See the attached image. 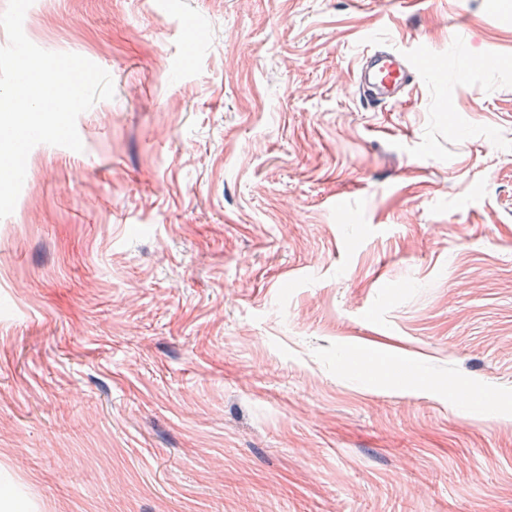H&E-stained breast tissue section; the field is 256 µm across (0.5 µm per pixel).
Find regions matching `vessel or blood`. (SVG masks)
Wrapping results in <instances>:
<instances>
[{
	"label": "vessel or blood",
	"instance_id": "obj_1",
	"mask_svg": "<svg viewBox=\"0 0 512 512\" xmlns=\"http://www.w3.org/2000/svg\"><path fill=\"white\" fill-rule=\"evenodd\" d=\"M419 62L393 52L374 51L362 58L357 90L366 102L380 104L398 98L420 72Z\"/></svg>",
	"mask_w": 512,
	"mask_h": 512
}]
</instances>
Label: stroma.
Here are the masks:
<instances>
[{"mask_svg": "<svg viewBox=\"0 0 512 512\" xmlns=\"http://www.w3.org/2000/svg\"><path fill=\"white\" fill-rule=\"evenodd\" d=\"M23 29L115 95L0 219V512H512V0ZM421 69L419 61L397 53L369 52L362 58L357 90L369 104L385 103L398 98Z\"/></svg>", "mask_w": 512, "mask_h": 512, "instance_id": "obj_1", "label": "stroma"}]
</instances>
